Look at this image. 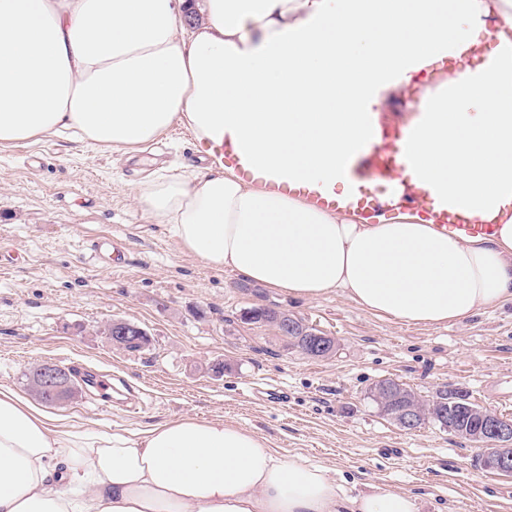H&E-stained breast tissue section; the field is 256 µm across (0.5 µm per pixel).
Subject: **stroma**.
Listing matches in <instances>:
<instances>
[{
  "mask_svg": "<svg viewBox=\"0 0 512 512\" xmlns=\"http://www.w3.org/2000/svg\"><path fill=\"white\" fill-rule=\"evenodd\" d=\"M199 156L183 126L137 153L74 137L0 147V247L16 255L0 267V386L25 396L37 363L71 364L124 378L140 409L127 414L83 390L45 405L65 423L137 431L182 416L221 419L278 454L323 464L355 492L408 493L420 512H512V477L481 466L479 447L429 422L403 431L370 398L391 379L424 396L461 390L512 418V301L446 326H410L336 293L293 300L207 267L135 200L147 178L197 171ZM115 236L127 258L102 267L90 245ZM274 305L336 337L335 353L310 357L242 318ZM114 319L144 328L150 344L113 346L102 328ZM263 383L285 389L287 404L253 394Z\"/></svg>",
  "mask_w": 512,
  "mask_h": 512,
  "instance_id": "obj_1",
  "label": "stroma"
}]
</instances>
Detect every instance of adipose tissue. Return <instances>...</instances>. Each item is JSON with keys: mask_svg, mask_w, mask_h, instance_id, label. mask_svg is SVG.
Returning <instances> with one entry per match:
<instances>
[{"mask_svg": "<svg viewBox=\"0 0 512 512\" xmlns=\"http://www.w3.org/2000/svg\"><path fill=\"white\" fill-rule=\"evenodd\" d=\"M496 18L487 30L488 18ZM476 59V68L465 67ZM436 85L418 79L442 62ZM411 95L400 187L432 216L362 215L344 176L379 92ZM176 125L209 157L136 199L182 249L286 296L442 326L512 300V0H0V146L66 131L135 153ZM237 151L245 180L220 149ZM339 195L340 205L319 204ZM488 235L441 228L442 209ZM0 512H419L350 494L252 429L184 416L59 423L0 388Z\"/></svg>", "mask_w": 512, "mask_h": 512, "instance_id": "obj_1", "label": "adipose tissue"}]
</instances>
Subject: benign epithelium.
<instances>
[{"mask_svg": "<svg viewBox=\"0 0 512 512\" xmlns=\"http://www.w3.org/2000/svg\"><path fill=\"white\" fill-rule=\"evenodd\" d=\"M144 335L138 325L123 319H114L107 325V336L116 345H123L129 339ZM304 344L309 353L316 357H328L336 349V338L321 332H313L305 337ZM36 394L51 402H62L73 394L71 376L63 367L52 363H42L36 371ZM402 387L386 384L376 392L381 405H388L392 418L404 430H415L422 425L427 416L423 414L419 402H402ZM430 403L431 414L437 416L443 428L451 433L459 431V422L451 410H446L435 399ZM467 415L475 420V430L468 440L481 447L483 457L494 470L512 476V419L500 416L484 407L474 405L468 408Z\"/></svg>", "mask_w": 512, "mask_h": 512, "instance_id": "obj_1", "label": "benign epithelium"}]
</instances>
